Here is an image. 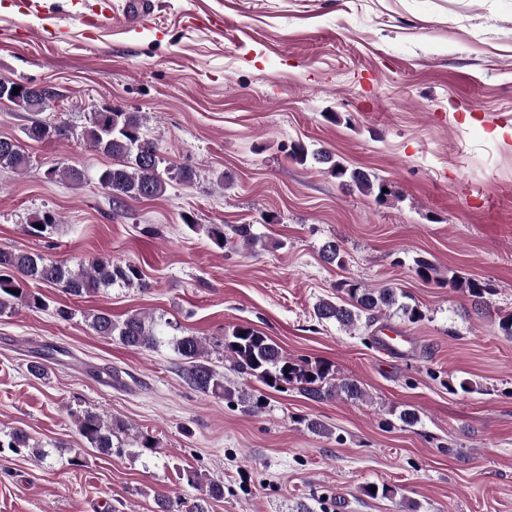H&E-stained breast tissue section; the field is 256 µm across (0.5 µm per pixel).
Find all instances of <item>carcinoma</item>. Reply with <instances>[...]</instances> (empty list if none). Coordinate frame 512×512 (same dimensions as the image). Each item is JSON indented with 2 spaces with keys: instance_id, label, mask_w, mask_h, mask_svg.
I'll list each match as a JSON object with an SVG mask.
<instances>
[{
  "instance_id": "cac0c4a2",
  "label": "carcinoma",
  "mask_w": 512,
  "mask_h": 512,
  "mask_svg": "<svg viewBox=\"0 0 512 512\" xmlns=\"http://www.w3.org/2000/svg\"><path fill=\"white\" fill-rule=\"evenodd\" d=\"M19 88L13 93V88ZM0 100H6L26 112L36 111V105L27 85L9 78L0 77ZM67 126L36 120L23 129L25 137L41 142L67 135ZM84 137L97 152L112 159V165L99 176V183L112 192V201L122 204L127 199L151 200L166 190V179H177L185 184L192 183L195 174L192 169L172 166L162 167L164 159L156 142L145 138L140 131L137 113L122 109H103L92 113L90 123L85 127ZM290 156L299 163L309 160L326 166L327 173L352 184L364 195L384 196L385 184L370 173L351 169L337 160L327 150H309L298 142L291 149ZM29 165V156L20 142L0 143V167L22 171ZM32 281L56 286L66 294L81 299L101 288L114 284L124 287H145L140 267L134 263H114L101 259L88 266L71 268L64 261H54L37 252H21L0 248V314L14 310L18 305L42 309L44 300L31 292L28 284ZM443 284L453 290H462L474 298V304L487 306L485 295L490 288L475 279L460 280L451 277ZM401 294L388 286L371 288L355 279H345L336 285V299H321L314 307V316L319 321H334L338 326L352 329L360 324L373 327L384 314V310H395L411 322L422 318L421 312L399 301ZM88 326L99 336L115 338L121 344L134 350L150 351L160 342L153 325L146 323V317L130 314L122 321L112 320V315L95 310L87 315ZM177 354L183 361V377L194 390L205 395L217 396L229 404L239 405L251 414L262 411L261 397L247 392L220 377L209 362L208 348L202 338L193 334L178 336L174 341ZM220 347L233 365L234 370L269 386L283 384L295 387L306 398L320 401L338 395L350 400H361L364 390L357 382L336 379L330 376V368L322 362L294 360L285 355L277 343L259 330L239 325L224 336ZM78 434L92 448L112 453L113 425L101 415L85 410L75 415ZM30 447L29 436L16 429L0 439V448H9L19 453ZM182 480L199 491L200 497L188 512H209V501L224 498V483L211 480L194 467L182 470Z\"/></svg>"
}]
</instances>
